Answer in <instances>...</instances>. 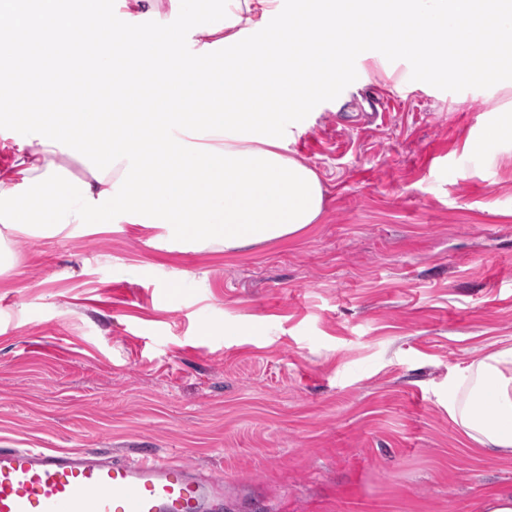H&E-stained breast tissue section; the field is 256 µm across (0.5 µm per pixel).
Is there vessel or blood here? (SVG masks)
I'll return each instance as SVG.
<instances>
[{
  "label": "vessel or blood",
  "instance_id": "b4317fda",
  "mask_svg": "<svg viewBox=\"0 0 512 512\" xmlns=\"http://www.w3.org/2000/svg\"><path fill=\"white\" fill-rule=\"evenodd\" d=\"M224 484L143 450L0 448V512H221Z\"/></svg>",
  "mask_w": 512,
  "mask_h": 512
}]
</instances>
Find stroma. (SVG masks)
<instances>
[{
    "label": "stroma",
    "mask_w": 512,
    "mask_h": 512,
    "mask_svg": "<svg viewBox=\"0 0 512 512\" xmlns=\"http://www.w3.org/2000/svg\"><path fill=\"white\" fill-rule=\"evenodd\" d=\"M321 103L289 150L318 223L239 250L138 224L19 234L0 275V448H150L224 480L223 512H482L512 458L448 396L512 343V90L412 80ZM481 140L471 145L472 151H479L485 143H499L504 141H512V114L510 112H502L499 117L488 124L482 135Z\"/></svg>",
    "instance_id": "obj_1"
}]
</instances>
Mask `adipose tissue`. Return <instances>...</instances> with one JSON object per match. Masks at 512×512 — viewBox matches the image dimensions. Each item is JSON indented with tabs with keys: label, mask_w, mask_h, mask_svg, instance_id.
I'll use <instances>...</instances> for the list:
<instances>
[{
	"label": "adipose tissue",
	"mask_w": 512,
	"mask_h": 512,
	"mask_svg": "<svg viewBox=\"0 0 512 512\" xmlns=\"http://www.w3.org/2000/svg\"><path fill=\"white\" fill-rule=\"evenodd\" d=\"M60 161L59 148L33 142L18 157L15 174L0 178V191L12 189L15 177L35 178ZM448 413L474 449L486 456L512 457V345L466 368L448 399Z\"/></svg>",
	"instance_id": "adipose-tissue-1"
}]
</instances>
